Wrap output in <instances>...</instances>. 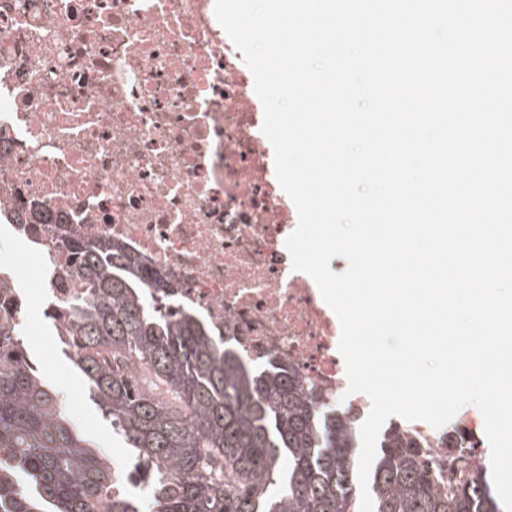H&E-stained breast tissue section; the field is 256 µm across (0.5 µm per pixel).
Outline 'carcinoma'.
<instances>
[{
  "label": "carcinoma",
  "instance_id": "obj_1",
  "mask_svg": "<svg viewBox=\"0 0 512 512\" xmlns=\"http://www.w3.org/2000/svg\"><path fill=\"white\" fill-rule=\"evenodd\" d=\"M77 289L48 316L65 320L73 361L102 414L149 471L161 512H356L357 423L331 412L277 360L248 363L122 243L61 235ZM108 347L172 399L115 374ZM224 465L218 483L204 465ZM443 485L439 467L390 425L371 468L374 512H500L487 469ZM107 456L63 413L22 341L0 361V512H139L111 493Z\"/></svg>",
  "mask_w": 512,
  "mask_h": 512
}]
</instances>
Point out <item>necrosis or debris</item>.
I'll return each mask as SVG.
<instances>
[{
  "label": "necrosis or debris",
  "instance_id": "1",
  "mask_svg": "<svg viewBox=\"0 0 512 512\" xmlns=\"http://www.w3.org/2000/svg\"><path fill=\"white\" fill-rule=\"evenodd\" d=\"M215 0H0V213L33 261L7 262L0 327L71 284L51 261L60 230L118 240L225 343L275 359L304 387L345 395L341 327L285 247L297 210L275 174L254 79ZM470 467L481 412H458Z\"/></svg>",
  "mask_w": 512,
  "mask_h": 512
}]
</instances>
